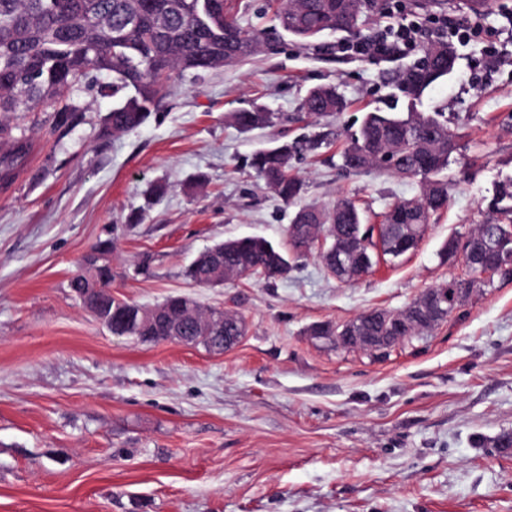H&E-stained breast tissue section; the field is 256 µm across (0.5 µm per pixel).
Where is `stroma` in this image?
<instances>
[{
    "instance_id": "stroma-1",
    "label": "stroma",
    "mask_w": 512,
    "mask_h": 512,
    "mask_svg": "<svg viewBox=\"0 0 512 512\" xmlns=\"http://www.w3.org/2000/svg\"><path fill=\"white\" fill-rule=\"evenodd\" d=\"M399 2L369 12L361 37L410 24L417 44L370 57L335 34L302 47L275 30L267 0H226L243 29L275 35L273 51L171 74L150 119L125 134L101 133L110 97L81 95L88 110L65 134L50 109L9 114L31 148L0 179V512H512V453L497 445L512 435V276L384 356L308 334L464 275L441 248L486 221L512 176V0H490L482 36L457 44L453 74L416 103L446 112L463 148L446 172L448 210L415 252L349 283L314 252L282 280L199 288L184 275L218 241L286 245L294 209L250 168L258 150L328 135L330 148L292 161L303 200L353 198L372 224L419 193V179L349 173L340 159L365 112L406 108L397 78L437 38L433 16L467 14L458 0L430 12ZM321 84L344 94L342 114H304ZM259 109L265 128L232 119ZM156 183L166 191L149 197ZM103 241L114 296L152 306L185 293L235 310L242 341L214 354L113 335L69 287Z\"/></svg>"
}]
</instances>
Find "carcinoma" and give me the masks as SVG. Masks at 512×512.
Wrapping results in <instances>:
<instances>
[{
  "instance_id": "1",
  "label": "carcinoma",
  "mask_w": 512,
  "mask_h": 512,
  "mask_svg": "<svg viewBox=\"0 0 512 512\" xmlns=\"http://www.w3.org/2000/svg\"><path fill=\"white\" fill-rule=\"evenodd\" d=\"M275 17L280 28L306 47L318 46L325 34L360 35L362 17L374 0H277ZM139 0H0V113L30 112L50 107L54 127L64 132L74 128L86 111L75 97L94 92L116 98L103 119L105 135L122 134L143 125L163 97L164 84L174 71L195 74L218 71L261 52L264 41L246 32L225 11L224 0H151V9L134 23L128 22ZM422 62L399 75L406 97L416 100L457 63L452 43L441 38L421 48ZM75 92L61 97L64 90ZM347 101L336 86L323 84L310 89L303 109L315 118L338 115ZM266 112H238L235 124L252 130L268 123ZM26 138H16L12 128L0 123V174L5 176L23 163L29 153ZM459 149V135L451 130L443 112L375 110L364 115L358 131L344 148L342 167L348 171L375 170L401 178L421 177L419 195L392 203L383 214L380 235L385 252L394 251L412 234V225L429 224L432 215L448 209V169ZM295 144L284 143L256 153L251 162L255 174L281 201L296 207L293 224H307L313 238L329 224L349 227L348 239L360 242L367 231L361 209L348 198H338L331 207L302 203L304 183L291 174ZM489 210L491 220L467 233L477 247L488 233L512 232V176L498 182ZM98 257L87 273L74 276L69 288L83 306L100 321L119 327L124 322L128 336H145L159 342L174 322L225 318L224 335L239 336L246 329L244 318L230 311L207 309L189 295H171L159 303L161 317L139 327L129 313L139 305L117 298L112 289L110 255L112 243L93 248ZM302 254L285 252L268 240L248 236L224 241V258L213 267L192 261L186 276L197 286L209 287L214 279L257 276L267 281L288 273Z\"/></svg>"
}]
</instances>
